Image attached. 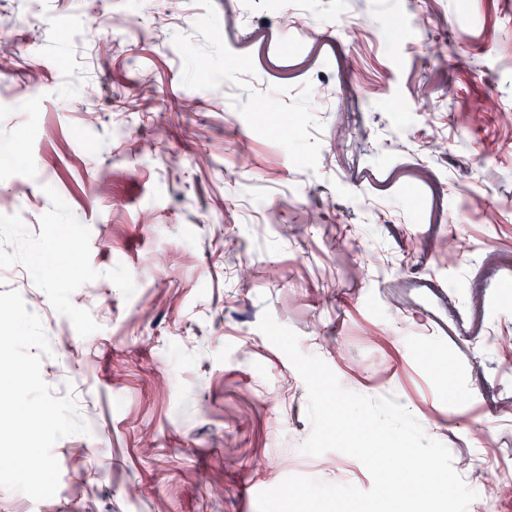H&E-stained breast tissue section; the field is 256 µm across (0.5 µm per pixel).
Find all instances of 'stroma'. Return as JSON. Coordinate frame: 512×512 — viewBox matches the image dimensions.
<instances>
[{
	"label": "stroma",
	"mask_w": 512,
	"mask_h": 512,
	"mask_svg": "<svg viewBox=\"0 0 512 512\" xmlns=\"http://www.w3.org/2000/svg\"><path fill=\"white\" fill-rule=\"evenodd\" d=\"M309 2L299 46L268 0H0V196L29 194L0 206V292L32 270L42 376L89 428L54 445L55 496L0 488V512H257L291 475L370 489L355 458L302 452L307 388L267 311L453 463L492 436L512 480V0Z\"/></svg>",
	"instance_id": "stroma-1"
}]
</instances>
